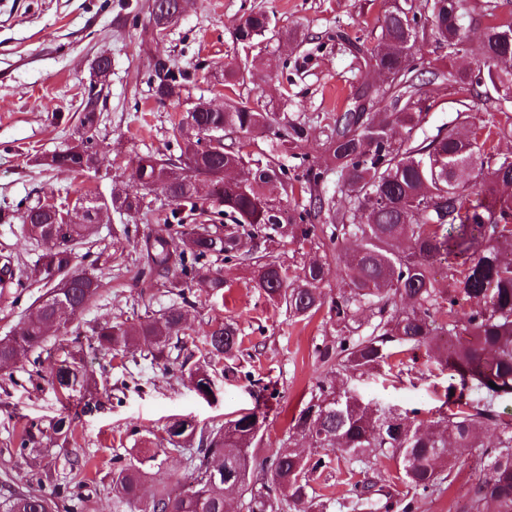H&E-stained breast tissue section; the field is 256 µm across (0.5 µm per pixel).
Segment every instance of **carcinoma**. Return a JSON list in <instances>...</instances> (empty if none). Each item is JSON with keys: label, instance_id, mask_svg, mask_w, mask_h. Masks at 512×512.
<instances>
[{"label": "carcinoma", "instance_id": "cac0c4a2", "mask_svg": "<svg viewBox=\"0 0 512 512\" xmlns=\"http://www.w3.org/2000/svg\"><path fill=\"white\" fill-rule=\"evenodd\" d=\"M462 0H425L423 13L406 15L407 7L386 6L378 45L358 48L365 62L379 70L385 87L362 85L353 101L371 105L369 112L347 110L336 117L327 137L336 167L337 182L349 199L365 211L363 224L349 221L347 210L319 194L323 172L307 170L309 206L288 201L293 188L288 169L270 163L252 168L240 150L201 148L194 128L220 134H265L284 125L281 145L307 139L305 126L281 123L276 112H261L236 101L222 112L206 108L202 97L190 104L175 124L173 136L179 153L165 158L151 154L139 158L136 175L150 192L175 205L157 213L164 232L145 241L147 267L137 276L173 271L169 293L178 300L159 316H146L136 324L115 319L95 330L97 347L113 358L125 357L138 345L150 349L155 361L169 360L171 349L186 344L185 287L197 285L215 297H224V276L210 268L211 260H230L239 252L237 237L224 234V224H186L196 215L197 198L192 179L205 177L217 186L218 216L249 225L268 234L309 240L316 222L325 220L327 241L336 254V274L342 289L329 306L336 318V343L317 350L330 365L336 383L319 382L318 403L302 408L292 419V437L312 447L372 468L388 461L397 479L413 494L428 495L445 483L454 468L448 448H478L484 474L476 483L467 512H512V416L498 411L512 401V154L487 146L492 136L512 137V124L495 119L477 126L472 137H462L448 126L431 141L413 137L430 109L426 86L448 85L459 95L456 120L472 122V103L502 109L496 82L512 83V20L487 25L481 51L489 66L484 82L467 79L465 67L427 70L410 64L419 34L430 31L435 42L454 57L465 50L461 24ZM276 24L263 11L241 16L236 40L244 45L275 31ZM189 73L175 64L153 62L150 83L160 102L178 100ZM85 136L65 151L39 158L49 168L86 174L95 172L102 157L94 137L103 109L100 92L89 88L82 103ZM191 174L176 175L184 160ZM479 177L480 198L466 203L472 175ZM92 206L115 212L152 211L144 198L112 190L109 197L83 196ZM66 205L39 201L7 218L18 220L27 237L46 244L27 279L48 285L15 333L0 340V369L7 368L41 347L44 326L53 321L68 333L77 316L94 303L106 287L99 277L75 270V246L94 233L93 224H68ZM187 216H182V213ZM177 228H171L170 221ZM450 267V278H436L438 265ZM326 262L313 260L294 274L276 262L257 264L254 287L285 305L290 316L306 318L323 305L320 284ZM409 300L411 308L397 309ZM368 306L376 319L370 334L351 335L356 309ZM242 338L234 324L214 319L202 336L201 355L182 371L201 396L210 392L213 367L240 352ZM448 371L447 409L431 427H423L417 412L380 413L361 406L340 410L329 399L336 385L357 374L392 367L399 355L420 350ZM48 381L65 398L88 390L95 383L80 351L68 350L48 373ZM483 397L471 398V391ZM267 410L257 406L235 419L210 428H198L186 418H175L165 428L169 447L185 456L189 471L176 490L152 483L148 468L159 452L149 456L116 458L112 467L113 501L127 512H224V489L237 487L248 497V512H330L331 502L313 496V476L327 467L325 455L305 456L292 445L271 450L257 461L250 448L259 442ZM53 434L69 438L74 418L60 415L50 425ZM46 431L32 422L24 427L19 454L42 444ZM354 508L370 504L372 497L392 494L376 481L354 485ZM74 512L56 495L11 493L0 498V512Z\"/></svg>", "mask_w": 512, "mask_h": 512}]
</instances>
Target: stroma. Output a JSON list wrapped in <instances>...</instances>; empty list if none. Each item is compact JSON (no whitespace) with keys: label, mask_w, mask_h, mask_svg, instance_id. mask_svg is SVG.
Listing matches in <instances>:
<instances>
[{"label":"stroma","mask_w":512,"mask_h":512,"mask_svg":"<svg viewBox=\"0 0 512 512\" xmlns=\"http://www.w3.org/2000/svg\"><path fill=\"white\" fill-rule=\"evenodd\" d=\"M384 3L188 0L179 21L158 42L149 34L150 0H0V212L15 211L21 202L106 195L115 185L143 194L135 175L139 157L176 152L172 127L200 97L218 106L230 98L242 99L304 123L308 139L291 154L276 149L271 134L232 133L228 139L250 158L272 157L287 166L295 200L306 201L296 158L304 154L317 166L329 167L326 135L356 88L374 77L350 44H377ZM253 9L273 14L278 33L245 47L236 42L234 28ZM493 20H512V0H466L463 59L472 69L487 67L480 37ZM101 55L110 58L112 71L95 130L105 156L100 171L79 176L37 165V157L64 150L78 138V106ZM158 55L190 75L180 100L161 104L153 95L149 75ZM228 62L241 70L231 86L222 79ZM427 93L432 107L416 132L420 141L446 130L457 115V96L447 85L429 84ZM161 229L150 213L105 219L96 236L76 249L78 269L105 281L102 296L78 317L70 334L50 332L37 357L22 358L0 374V496L9 491L49 493L78 482L85 497L83 512H115L113 455L130 456L145 440L166 447L170 419L189 418L209 427L254 408L264 388L276 389L255 449L264 456L287 441L293 416L317 399V383L329 376L330 368L320 362L316 349L335 340V321L324 309L303 321L292 319L284 306L252 286L256 260L275 261L298 272L325 256V249L313 242L260 232L242 235L238 258L217 264L224 273L223 298L196 288L188 292L185 310L192 340L185 354L195 353V339L215 317L234 323L243 338L241 375H215L211 397H201L182 379L179 362L157 363L140 350L118 360L95 347L98 326L117 317L133 322L155 316L169 305L171 297L162 283L132 278L139 243ZM44 291L35 281L19 295L10 288L0 290V338L12 334ZM76 341L98 391L67 404L43 375ZM448 385L447 371L422 352L401 369L347 381L364 403L401 412L416 409L427 421L442 412ZM66 410L77 415L69 442L52 434L39 451L19 455L17 441L25 423L46 427ZM68 450L85 459L86 467L70 468L64 457ZM479 471L474 452L460 455L450 485L418 497L415 512H464ZM363 478L362 466L336 458L316 474L312 486L330 499L331 512H354V485Z\"/></svg>","instance_id":"obj_1"}]
</instances>
